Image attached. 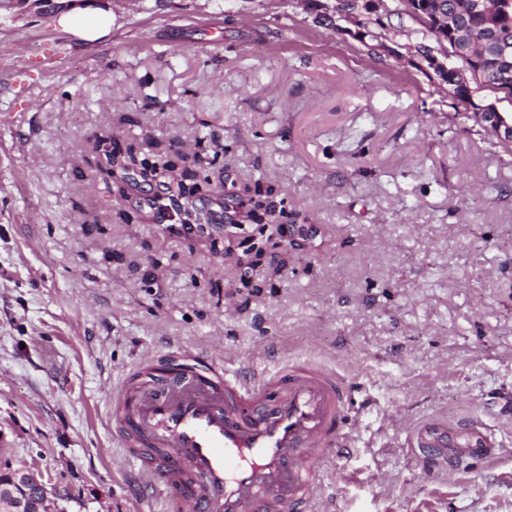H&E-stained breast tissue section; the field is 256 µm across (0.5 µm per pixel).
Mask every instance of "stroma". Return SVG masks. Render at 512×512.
Instances as JSON below:
<instances>
[{
    "label": "stroma",
    "mask_w": 512,
    "mask_h": 512,
    "mask_svg": "<svg viewBox=\"0 0 512 512\" xmlns=\"http://www.w3.org/2000/svg\"><path fill=\"white\" fill-rule=\"evenodd\" d=\"M79 42L61 0H0V471L52 512H156L123 462L113 395L189 350L245 375L290 361L351 390L337 512H512V154L423 70L401 0L337 28L312 0H104ZM213 156L226 189L274 186L304 250L254 225L177 231L144 187L118 200L97 132ZM469 415L500 443L456 474L412 427ZM60 24L85 42H94L112 30V12L92 7H73L59 18Z\"/></svg>",
    "instance_id": "obj_1"
}]
</instances>
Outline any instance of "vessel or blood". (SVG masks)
<instances>
[{"label": "vessel or blood", "mask_w": 512, "mask_h": 512, "mask_svg": "<svg viewBox=\"0 0 512 512\" xmlns=\"http://www.w3.org/2000/svg\"><path fill=\"white\" fill-rule=\"evenodd\" d=\"M350 399L335 372L308 363L246 376L181 350L129 374L112 436L165 486L169 512H305L321 463L348 452ZM410 446L452 472L464 460L492 458L498 442L480 421L434 419L412 429Z\"/></svg>", "instance_id": "vessel-or-blood-1"}]
</instances>
